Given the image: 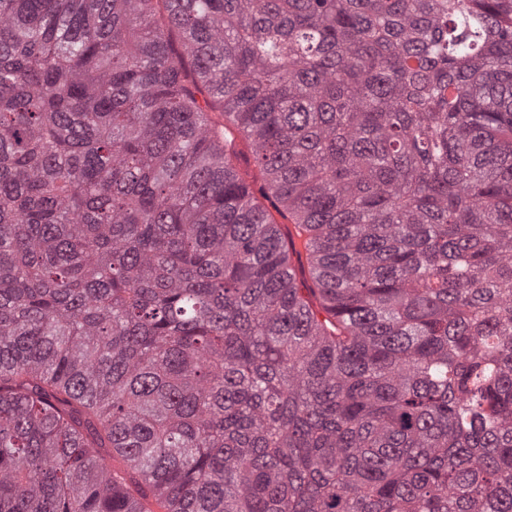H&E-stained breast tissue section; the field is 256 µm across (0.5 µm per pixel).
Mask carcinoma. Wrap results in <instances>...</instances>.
I'll return each mask as SVG.
<instances>
[{
	"instance_id": "1",
	"label": "carcinoma",
	"mask_w": 512,
	"mask_h": 512,
	"mask_svg": "<svg viewBox=\"0 0 512 512\" xmlns=\"http://www.w3.org/2000/svg\"><path fill=\"white\" fill-rule=\"evenodd\" d=\"M153 501L512 512V0H0V512Z\"/></svg>"
}]
</instances>
